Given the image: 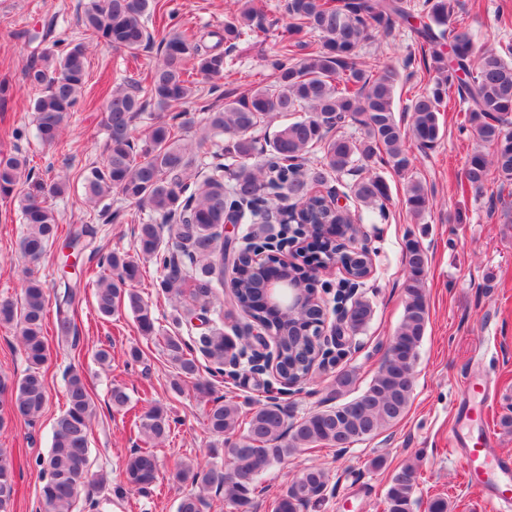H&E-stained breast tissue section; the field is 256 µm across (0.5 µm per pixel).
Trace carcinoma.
<instances>
[{
  "label": "carcinoma",
  "mask_w": 512,
  "mask_h": 512,
  "mask_svg": "<svg viewBox=\"0 0 512 512\" xmlns=\"http://www.w3.org/2000/svg\"><path fill=\"white\" fill-rule=\"evenodd\" d=\"M156 0H87L80 22L96 45L120 49L132 56L149 47L153 33L148 22ZM289 43L272 64L273 80L246 92L224 98L222 105L205 107L208 116L199 137H183L182 113L148 127L142 146L135 144V121L144 109L142 81L147 93L162 110L176 108L197 94L196 77L212 82L219 91L224 79L227 52L242 40H263L274 23L266 20L255 0H237V9L224 19V29L210 32L215 42L207 46L191 28L173 23L160 41L161 59L145 79L127 77L107 90L104 112L107 127L105 156L83 175L87 203L105 212L112 192L147 208L149 219L138 225L137 249L141 258L112 252L96 281L95 308L100 318L110 319L122 310L132 312L144 336L155 333L151 309L131 285L140 281V260H149L163 270L156 282L166 296L184 301L185 317L208 321L213 308L215 284H224V224L233 215L249 214L261 220L250 239H269L276 227L270 219L283 203L298 209V224H306L310 245L288 271L305 289H311L308 269L319 262L316 249L328 244L321 220L351 224L359 215L352 211L338 217L328 213L327 196L317 191L331 175L354 171L360 160H375L383 167L408 173L415 157L406 148L411 137L420 150L433 148L443 137L440 112L448 98L455 97L470 128L486 153L473 151L464 169L467 185L478 191L490 170L512 181V45L501 50L474 53L471 31L454 18L451 0H286ZM419 19L417 37L432 45L430 55L435 76L430 85L410 99L409 131L402 130L394 109L400 84L415 75V59L383 62L367 74L359 50L375 31L388 32L398 22ZM88 45L56 38L38 53L24 71L25 84L37 91L32 103L35 136L44 145L56 146L69 114L84 102L85 59ZM277 114L291 116L272 136L259 140L255 132ZM349 123L361 127L363 136L353 140L334 131ZM224 137L220 156L229 160L197 163V151L216 137ZM28 157L20 149L0 152V198L17 203L22 231L19 250L27 263L38 262L58 233V220L48 198L64 194L63 180L46 183L31 177ZM350 197L365 207L386 215L389 188L377 173L348 185ZM405 204L416 217L430 207L427 187L409 179ZM175 240L162 245V230ZM90 235L85 224H74L66 245L82 250ZM403 259L407 270V301L402 321L391 336L386 358L369 386L351 400L288 421V412L271 400L258 402L247 411L229 399L206 412L208 431L224 438V447L213 449L233 461V471L214 463L204 468L181 467L175 479L203 488L225 489L239 512H248L257 485L255 480L275 464H281L300 449L321 444L345 450L377 435L404 415L413 392L418 348L428 321L423 290L428 256L415 240L406 243ZM22 295L15 302L0 301V325H16L26 373L17 380L0 377V403L33 422L47 401L42 374L49 349L44 337L47 292L43 283L25 270ZM255 276L248 256L240 259L233 281L236 305L263 326L276 341L278 375L304 382L313 369L316 348L309 343L310 323L319 320L315 303L290 318L275 315L260 304L253 286ZM81 301L79 282L65 283L55 296V329L62 341L77 344L76 317ZM372 317L369 301L357 303L350 328L363 330ZM243 336L231 340L224 325L213 326L199 338L200 351L211 361L212 375L224 374V355L235 348L245 353ZM168 355L178 370L172 386L182 378L197 376L199 368L192 349L179 336L165 338ZM66 408L53 426L51 448L37 459L41 485L39 496L46 512H73V506L91 471L90 423L93 404L83 377L71 372L66 384ZM112 408L126 413L133 409L126 389L110 391ZM133 426L156 444L171 431L167 413L151 406L134 414ZM158 480V460L150 448H138L126 459L122 478L111 494L123 498L134 492L150 496ZM327 473L316 466L300 469L287 488L273 501L272 512H300L322 501L328 486ZM418 471L404 465L391 476L385 493V512H414ZM15 495L13 467L0 453V512H10Z\"/></svg>",
  "instance_id": "cac0c4a2"
}]
</instances>
